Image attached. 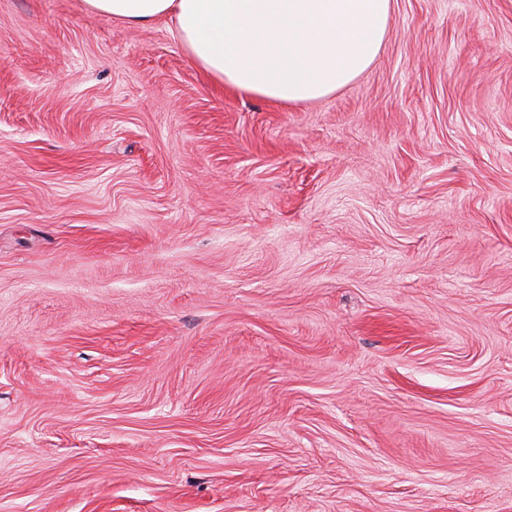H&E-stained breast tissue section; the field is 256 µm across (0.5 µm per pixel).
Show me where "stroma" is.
Returning <instances> with one entry per match:
<instances>
[{
  "label": "stroma",
  "mask_w": 512,
  "mask_h": 512,
  "mask_svg": "<svg viewBox=\"0 0 512 512\" xmlns=\"http://www.w3.org/2000/svg\"><path fill=\"white\" fill-rule=\"evenodd\" d=\"M0 512H512V0L290 107L0 0Z\"/></svg>",
  "instance_id": "obj_1"
}]
</instances>
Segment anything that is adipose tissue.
<instances>
[{
    "label": "adipose tissue",
    "mask_w": 512,
    "mask_h": 512,
    "mask_svg": "<svg viewBox=\"0 0 512 512\" xmlns=\"http://www.w3.org/2000/svg\"><path fill=\"white\" fill-rule=\"evenodd\" d=\"M134 26L169 21L191 60L234 92L281 104L325 97L377 56L391 0H84Z\"/></svg>",
    "instance_id": "1"
}]
</instances>
